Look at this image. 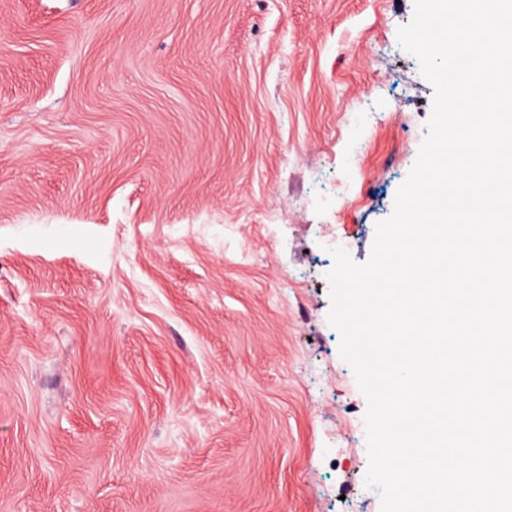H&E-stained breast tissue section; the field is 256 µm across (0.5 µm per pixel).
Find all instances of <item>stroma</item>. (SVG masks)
<instances>
[{"instance_id": "obj_1", "label": "stroma", "mask_w": 512, "mask_h": 512, "mask_svg": "<svg viewBox=\"0 0 512 512\" xmlns=\"http://www.w3.org/2000/svg\"><path fill=\"white\" fill-rule=\"evenodd\" d=\"M413 10L0 0V512H381L325 240L427 133Z\"/></svg>"}]
</instances>
